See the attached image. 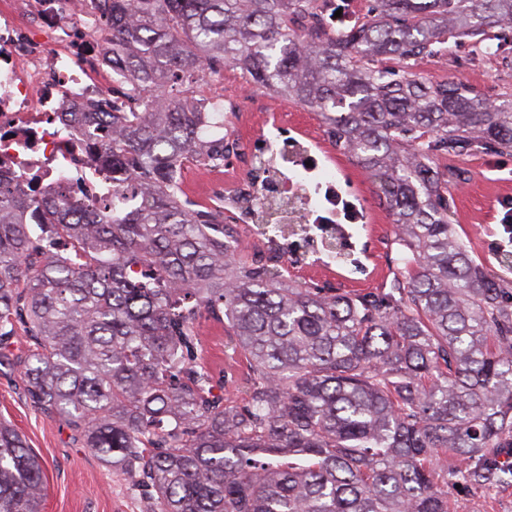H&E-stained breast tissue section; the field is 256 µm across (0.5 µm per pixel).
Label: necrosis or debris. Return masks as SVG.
I'll list each match as a JSON object with an SVG mask.
<instances>
[{"label":"necrosis or debris","instance_id":"necrosis-or-debris-1","mask_svg":"<svg viewBox=\"0 0 512 512\" xmlns=\"http://www.w3.org/2000/svg\"><path fill=\"white\" fill-rule=\"evenodd\" d=\"M116 80L112 44L83 0H0V168L55 189L88 157L85 136L57 113L83 111L89 97L108 94ZM291 169L315 184L307 217L313 238L342 236L337 215L359 221L358 204L343 198L310 146Z\"/></svg>","mask_w":512,"mask_h":512}]
</instances>
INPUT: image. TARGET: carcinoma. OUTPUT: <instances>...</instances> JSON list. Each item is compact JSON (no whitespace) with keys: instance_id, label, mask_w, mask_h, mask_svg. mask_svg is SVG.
<instances>
[{"instance_id":"cac0c4a2","label":"carcinoma","mask_w":512,"mask_h":512,"mask_svg":"<svg viewBox=\"0 0 512 512\" xmlns=\"http://www.w3.org/2000/svg\"><path fill=\"white\" fill-rule=\"evenodd\" d=\"M112 97L59 112L112 193L27 190L0 174V345L29 399L63 420L145 512H451L448 486L512 488V253L473 259L448 219L446 156L512 152V95L490 106L413 62L469 39L512 43V0H95ZM340 16H335L336 11ZM226 64L319 112L332 149L376 179L392 216L389 285L330 291L240 259L224 207L182 172L224 166L193 79ZM186 86L185 95H173ZM242 197L276 236L278 170ZM224 327L229 369L201 357ZM45 468L0 419V512H43Z\"/></svg>"}]
</instances>
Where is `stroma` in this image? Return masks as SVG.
Wrapping results in <instances>:
<instances>
[{"label": "stroma", "instance_id": "35a3bbf8", "mask_svg": "<svg viewBox=\"0 0 512 512\" xmlns=\"http://www.w3.org/2000/svg\"><path fill=\"white\" fill-rule=\"evenodd\" d=\"M414 70L431 80H453L478 90L487 100L512 94V53H482L468 42L450 43L446 56L424 58ZM198 89L238 98L239 109L225 112L224 125L237 131L240 140L258 135L253 112L263 101L274 100L268 88L246 83L240 69L223 71L200 80ZM283 132L302 141L315 140L320 150L330 151L319 113L285 101ZM444 165L461 170L462 179L450 186L451 222L479 262L495 264L499 253L512 251V230L502 219L504 203L512 199V153L447 157ZM336 179L364 205L363 220L347 225L358 267H327L318 263L291 267L297 280L321 288L345 290L381 288L393 277L392 219L379 200L376 183L346 158L334 161ZM30 341L14 336L0 364V417L11 421L46 463L48 493L44 512H143L144 500L129 488L127 477L109 470L91 449L78 440L60 419L33 406L12 361L24 355ZM453 512H512V490L476 493L468 488H449Z\"/></svg>", "mask_w": 512, "mask_h": 512}]
</instances>
